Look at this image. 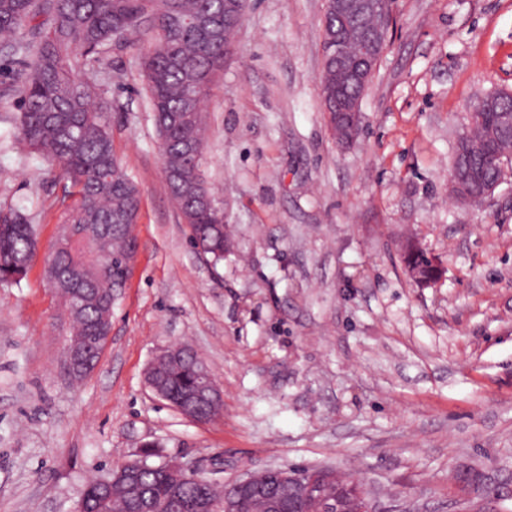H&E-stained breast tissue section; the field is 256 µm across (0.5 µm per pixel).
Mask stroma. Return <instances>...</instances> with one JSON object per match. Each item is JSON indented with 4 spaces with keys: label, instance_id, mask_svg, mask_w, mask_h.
Returning a JSON list of instances; mask_svg holds the SVG:
<instances>
[{
    "label": "stroma",
    "instance_id": "1",
    "mask_svg": "<svg viewBox=\"0 0 512 512\" xmlns=\"http://www.w3.org/2000/svg\"><path fill=\"white\" fill-rule=\"evenodd\" d=\"M325 0H247L204 102L205 178L233 246L200 256L165 184L142 52L87 67L94 106L141 190L139 257L99 366L75 380L71 322L42 264L0 285V512H73L112 468L199 465L228 483L267 466L359 479L380 512H512V176L479 207L449 192L474 103L512 91V0H395L388 50L338 144L323 107ZM0 98V213L54 243L71 188ZM444 265L417 286L401 243ZM190 347L223 396L196 422L149 388Z\"/></svg>",
    "mask_w": 512,
    "mask_h": 512
}]
</instances>
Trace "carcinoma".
<instances>
[{"instance_id":"carcinoma-1","label":"carcinoma","mask_w":512,"mask_h":512,"mask_svg":"<svg viewBox=\"0 0 512 512\" xmlns=\"http://www.w3.org/2000/svg\"><path fill=\"white\" fill-rule=\"evenodd\" d=\"M338 21L331 8L322 18L323 66L319 76L324 109L336 111V73L330 62L329 38ZM234 36L224 27V0H0V51L26 61L13 87L20 98V133L27 146L56 162L73 188L75 201L66 224H85V237L52 253L62 272L56 293L84 346L94 344L112 309L100 295L124 279L120 266L100 274L88 255L100 245L99 224H120L110 237L112 257L120 259L134 246L141 195L118 158L105 113L92 106L95 89L80 76L85 66L102 61L114 42L143 46L146 93L159 132L168 192L190 227L191 242L206 247L217 265L224 260L228 234L224 209L208 184H198L207 143L203 101L218 75ZM512 118V95H501L474 111L460 134L451 172L452 192L463 204L484 200L481 188L503 174L512 155V137L502 133ZM404 263L418 269L421 280L434 277L433 258L421 245L405 242ZM36 260V231L19 212L0 215V284H17ZM201 359L196 354L161 357L152 377L177 399L192 390ZM139 493L112 483L104 496L91 481L85 489L90 512H140L151 502L155 512H170L168 488L179 485L190 512H199L205 497L220 503L224 489L212 493L166 464H146L139 474Z\"/></svg>"}]
</instances>
